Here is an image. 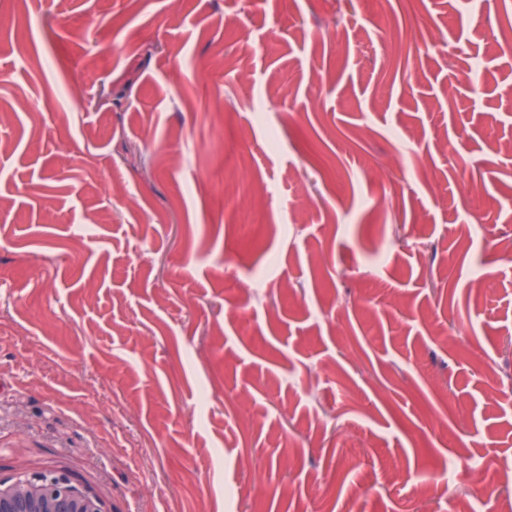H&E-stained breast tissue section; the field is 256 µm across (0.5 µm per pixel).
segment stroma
Here are the masks:
<instances>
[{
    "label": "stroma",
    "instance_id": "35a3bbf8",
    "mask_svg": "<svg viewBox=\"0 0 512 512\" xmlns=\"http://www.w3.org/2000/svg\"><path fill=\"white\" fill-rule=\"evenodd\" d=\"M171 2L0 0V484L512 500V0Z\"/></svg>",
    "mask_w": 512,
    "mask_h": 512
}]
</instances>
